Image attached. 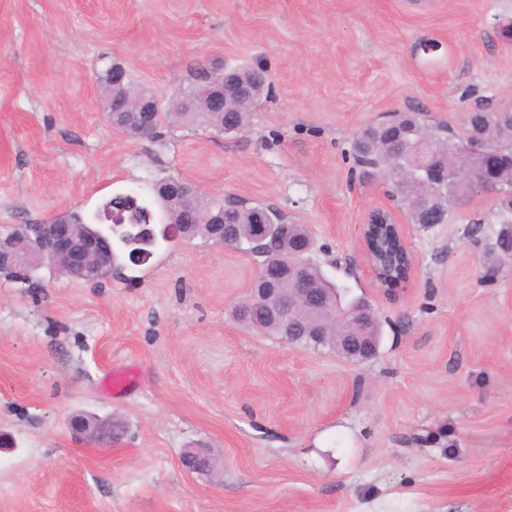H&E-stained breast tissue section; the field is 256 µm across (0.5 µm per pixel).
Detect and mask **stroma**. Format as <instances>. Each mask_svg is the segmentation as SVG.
<instances>
[{
  "instance_id": "1",
  "label": "stroma",
  "mask_w": 512,
  "mask_h": 512,
  "mask_svg": "<svg viewBox=\"0 0 512 512\" xmlns=\"http://www.w3.org/2000/svg\"><path fill=\"white\" fill-rule=\"evenodd\" d=\"M512 0H0V228L148 202L176 177L307 225L329 274L369 300L378 356L353 363L245 328L252 256L172 241L123 278L0 276V512H512V262L485 246V196L410 223L354 160L361 129L416 110L462 131L512 108ZM161 101L196 70H264L248 127L162 123L134 139L100 111L112 64ZM404 224L413 272L384 295L359 226ZM137 380L113 395L104 374ZM111 420L113 444L72 434ZM214 449V472L184 449ZM72 433L87 444L100 443L108 439L116 440L112 421H103L92 415H75L69 419Z\"/></svg>"
}]
</instances>
